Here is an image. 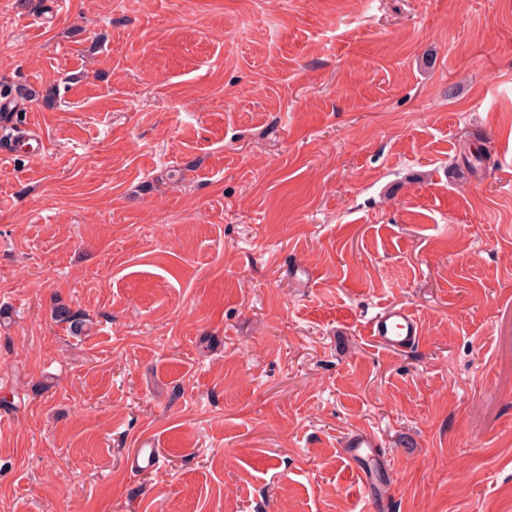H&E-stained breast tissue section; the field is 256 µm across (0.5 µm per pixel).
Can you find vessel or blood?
<instances>
[{
  "instance_id": "obj_1",
  "label": "vessel or blood",
  "mask_w": 512,
  "mask_h": 512,
  "mask_svg": "<svg viewBox=\"0 0 512 512\" xmlns=\"http://www.w3.org/2000/svg\"><path fill=\"white\" fill-rule=\"evenodd\" d=\"M367 331L383 349L407 354L417 349L422 341L421 324L413 310L404 304L386 306L371 317ZM381 443L370 430H355L341 441L342 455L354 464L361 475L371 474L378 458ZM160 452L155 448H139L133 453L130 465L140 472H152L160 466Z\"/></svg>"
}]
</instances>
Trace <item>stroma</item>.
Listing matches in <instances>:
<instances>
[{
  "mask_svg": "<svg viewBox=\"0 0 512 512\" xmlns=\"http://www.w3.org/2000/svg\"><path fill=\"white\" fill-rule=\"evenodd\" d=\"M1 84L0 512H512V0H0ZM52 316L55 321L68 324L73 334L85 333L87 319L80 312L73 311L68 305L57 303L52 310ZM367 331L383 349L397 354L414 351L423 338L419 319L404 304L384 307L368 320ZM381 447L378 436L370 430H354L345 435L341 441L342 455L354 464L364 481L372 473L377 461V448ZM365 477V478H364ZM160 452L157 448H138L132 454L130 465L140 472H153L160 466Z\"/></svg>",
  "mask_w": 512,
  "mask_h": 512,
  "instance_id": "obj_1",
  "label": "stroma"
}]
</instances>
